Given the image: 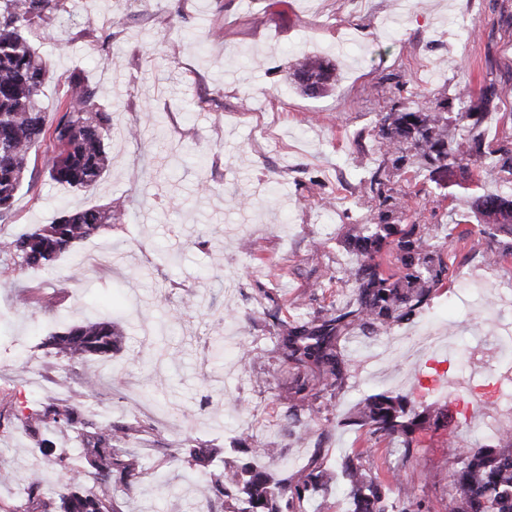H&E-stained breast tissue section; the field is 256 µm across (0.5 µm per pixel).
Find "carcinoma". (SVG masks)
<instances>
[{"label":"carcinoma","instance_id":"1","mask_svg":"<svg viewBox=\"0 0 512 512\" xmlns=\"http://www.w3.org/2000/svg\"><path fill=\"white\" fill-rule=\"evenodd\" d=\"M68 0H0V223L10 218L29 168L30 156L48 141L51 155L45 170L50 180L75 191L93 190L109 167L107 142L112 137V113L97 101L94 89L80 71L68 81L67 100L57 112L45 110L41 95L51 62L36 47L32 34L41 25L67 12ZM336 66L318 57L296 60L293 75L302 90L317 94L333 81ZM450 117L422 110L390 112L379 122L377 135L386 148L391 169L417 164L430 172L445 170L483 155L482 139L449 136ZM379 221L364 227L358 260L349 270L357 288L356 302L316 324H277L278 359L295 369L316 370L313 380L297 377L282 398L288 411L315 414L318 393L342 379L336 356V335L354 323L380 329L409 319L428 305L432 292L448 279L444 244L431 242L426 224L389 223L405 206L397 192L377 181ZM483 219L478 233L494 238L512 236V197L485 193L466 201ZM125 207L91 206L63 209L49 224H33L5 243L3 253L15 266L49 269L85 240L121 221ZM393 259L397 271L383 269L384 257ZM121 334L109 316L73 324L49 335L43 346L74 365L112 358ZM357 419L383 436L398 435L406 454L416 443L419 414L407 410L401 396L387 392L369 395L357 406ZM10 426L23 432L60 433L77 450L74 457H57L58 500L47 496L41 473H33L3 512H118L114 493L133 491L141 465L123 448L137 429L96 419L80 408L63 403L43 406L15 417ZM448 456L457 468L448 474L451 502L457 512H512V449L457 448L448 444ZM187 472L213 462L205 448H189L180 457ZM322 475L310 472L296 482L278 479L256 465H228L208 484L220 503V512H306L311 488ZM353 512H386L384 488L411 499L412 488L392 472L388 484L373 478L365 468L346 469Z\"/></svg>","mask_w":512,"mask_h":512}]
</instances>
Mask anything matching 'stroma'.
Wrapping results in <instances>:
<instances>
[{
    "label": "stroma",
    "instance_id": "35a3bbf8",
    "mask_svg": "<svg viewBox=\"0 0 512 512\" xmlns=\"http://www.w3.org/2000/svg\"><path fill=\"white\" fill-rule=\"evenodd\" d=\"M47 22L59 40L36 45L52 60L43 89L48 111L64 102L69 75L83 71L112 113L108 172L92 192L52 182L44 150L0 242L62 207L123 203L132 219L80 244L73 271H49L0 258V412L31 413L65 401L85 413L139 423L129 443L144 464L122 512H206L203 485L184 479L172 456L209 448L211 472L244 464L246 443L274 448L267 471L295 476L319 462L329 486L313 512H349L347 462L384 477L399 471L423 512H449V445H482L475 424L495 416L512 429L498 396L512 391V360H495L512 312H498V271L484 255L465 199L480 187L474 162L429 175L409 167L392 186L409 209L402 223L434 224L448 238L449 277L427 307L390 332L350 326L336 338L343 380L314 419L287 414L279 393L291 372L273 373L275 320L321 319L354 302L344 275L352 249L378 208L369 177L383 163L376 125L424 91L458 111L457 94H497L478 131L492 149H512V0H70ZM123 23L111 26L114 16ZM316 55L338 66L322 94L302 92L294 59ZM137 129L130 137L129 129ZM206 158L205 169L194 163ZM57 295L36 308L33 295ZM110 312L124 333L95 386L86 369L48 354L58 328ZM161 360L149 358L154 349ZM405 396L425 417L412 457L396 437L356 424L368 395ZM66 445L39 444L0 429V467L14 474L0 502L25 477L44 472Z\"/></svg>",
    "mask_w": 512,
    "mask_h": 512
}]
</instances>
